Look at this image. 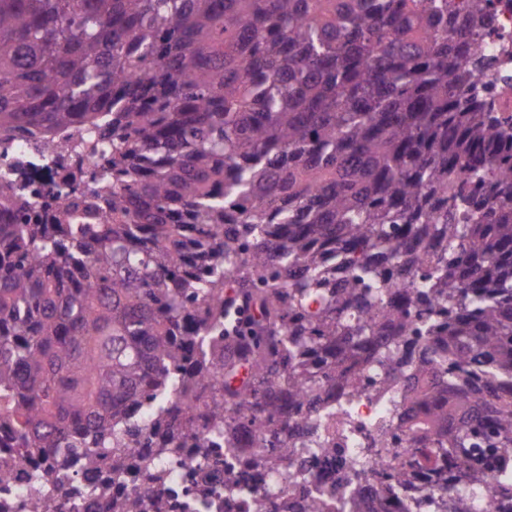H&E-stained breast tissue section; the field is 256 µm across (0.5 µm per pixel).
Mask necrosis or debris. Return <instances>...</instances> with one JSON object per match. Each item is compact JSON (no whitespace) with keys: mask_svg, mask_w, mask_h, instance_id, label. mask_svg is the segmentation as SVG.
<instances>
[{"mask_svg":"<svg viewBox=\"0 0 512 512\" xmlns=\"http://www.w3.org/2000/svg\"><path fill=\"white\" fill-rule=\"evenodd\" d=\"M493 2L499 34L493 43L494 105L512 112V0ZM111 149V140L91 127L64 130L51 139L25 125L0 129V204L21 195L31 211H41L70 171L93 168L98 154ZM380 343L377 337L353 339L362 386L352 394L339 384L323 395L321 418L301 436L287 472L264 468L257 449L240 438L232 441L230 456L215 448L206 455L165 462L167 481L152 496L145 492L150 485L145 462L153 451L130 448L119 457H105L96 470L68 473L61 483L47 484L44 498L51 512H110L111 502L120 498L134 502L133 512H266L272 502L280 512H306L317 499L323 501L324 512H336L351 497L372 501L376 512H434L439 501L421 484L389 489L377 479L390 457L374 450L373 442L389 408L407 391L403 382L379 388L374 359ZM327 444L334 454H325ZM3 464L13 466L17 479L0 492V512H26L30 486L41 471L33 461L19 458L5 427L0 428ZM253 471L262 476L263 492L243 486Z\"/></svg>","mask_w":512,"mask_h":512,"instance_id":"4bbe7bcc","label":"necrosis or debris"}]
</instances>
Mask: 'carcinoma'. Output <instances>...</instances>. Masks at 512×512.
Listing matches in <instances>:
<instances>
[{"label":"carcinoma","mask_w":512,"mask_h":512,"mask_svg":"<svg viewBox=\"0 0 512 512\" xmlns=\"http://www.w3.org/2000/svg\"><path fill=\"white\" fill-rule=\"evenodd\" d=\"M492 0H0V126H92L87 193L0 223V419L53 480L250 431L288 469L349 340L414 354L379 474L512 500V115Z\"/></svg>","instance_id":"1"}]
</instances>
